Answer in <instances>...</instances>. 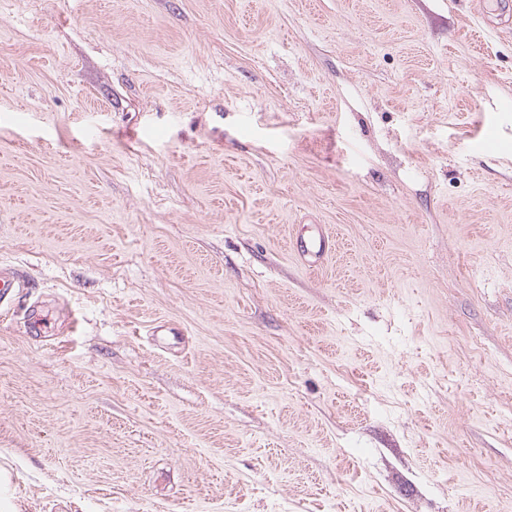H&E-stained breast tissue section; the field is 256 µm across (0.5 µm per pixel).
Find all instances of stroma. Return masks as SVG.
Returning a JSON list of instances; mask_svg holds the SVG:
<instances>
[{"label": "stroma", "mask_w": 512, "mask_h": 512, "mask_svg": "<svg viewBox=\"0 0 512 512\" xmlns=\"http://www.w3.org/2000/svg\"><path fill=\"white\" fill-rule=\"evenodd\" d=\"M508 5L0 0L14 512H512ZM317 228H319L317 233L307 237L299 236L292 243L298 258L306 261L308 266L313 268L320 266L332 249L330 236L322 231L321 226Z\"/></svg>", "instance_id": "35a3bbf8"}]
</instances>
